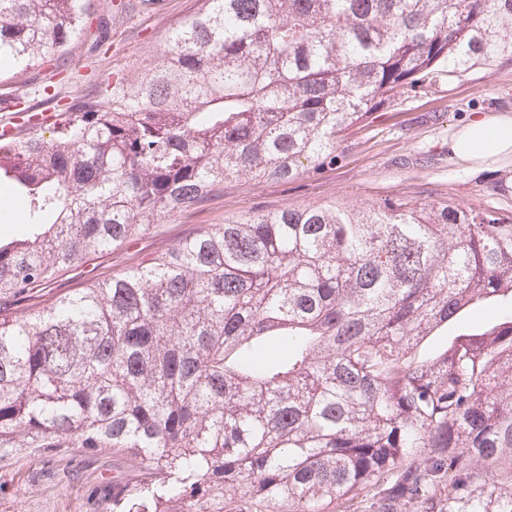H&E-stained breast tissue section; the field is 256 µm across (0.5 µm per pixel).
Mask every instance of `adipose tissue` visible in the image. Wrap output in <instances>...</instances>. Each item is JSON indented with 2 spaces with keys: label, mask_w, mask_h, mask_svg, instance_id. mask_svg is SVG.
I'll return each instance as SVG.
<instances>
[{
  "label": "adipose tissue",
  "mask_w": 512,
  "mask_h": 512,
  "mask_svg": "<svg viewBox=\"0 0 512 512\" xmlns=\"http://www.w3.org/2000/svg\"><path fill=\"white\" fill-rule=\"evenodd\" d=\"M453 157L479 162L487 157L512 152V116H475L449 142Z\"/></svg>",
  "instance_id": "1"
}]
</instances>
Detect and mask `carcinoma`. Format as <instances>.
I'll use <instances>...</instances> for the list:
<instances>
[{
    "mask_svg": "<svg viewBox=\"0 0 512 512\" xmlns=\"http://www.w3.org/2000/svg\"><path fill=\"white\" fill-rule=\"evenodd\" d=\"M87 0H0V65L94 47ZM512 62V0H203L129 73L0 138L32 225L0 241V462L108 448L110 512H512V216L450 199L210 224L31 291L229 179L336 164L425 82ZM491 325L431 336L469 309Z\"/></svg>",
    "mask_w": 512,
    "mask_h": 512,
    "instance_id": "1",
    "label": "carcinoma"
}]
</instances>
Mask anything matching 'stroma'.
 <instances>
[{"mask_svg": "<svg viewBox=\"0 0 512 512\" xmlns=\"http://www.w3.org/2000/svg\"><path fill=\"white\" fill-rule=\"evenodd\" d=\"M110 13V38L101 49L76 40L64 57L30 70H0V95L18 98L32 111L51 113L150 57L168 34L198 12L202 0H92ZM512 116V65L475 69L454 82L424 85L402 96L370 127L351 129L336 165L293 181L225 183L197 208L162 218L132 246L109 250L64 272L53 285L34 289L32 303L44 305L61 290L105 279L160 254L210 224L305 205H356L400 196L454 199L512 215V155L474 165L451 157V136L475 115ZM111 450L62 448L57 454L22 450L0 463V512H104L102 488L121 473Z\"/></svg>", "mask_w": 512, "mask_h": 512, "instance_id": "1", "label": "stroma"}]
</instances>
